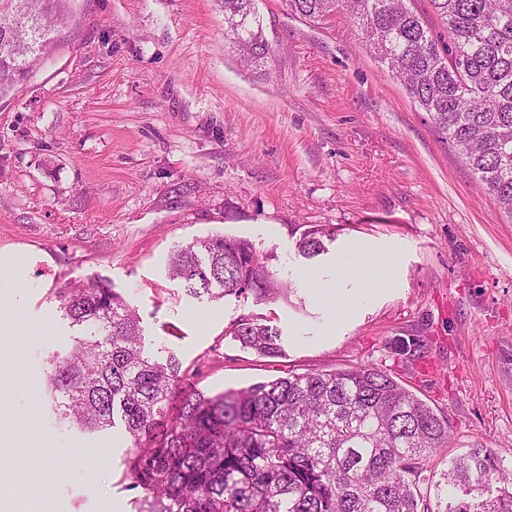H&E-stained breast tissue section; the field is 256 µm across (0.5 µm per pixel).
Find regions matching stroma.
Masks as SVG:
<instances>
[{"label": "stroma", "instance_id": "stroma-1", "mask_svg": "<svg viewBox=\"0 0 512 512\" xmlns=\"http://www.w3.org/2000/svg\"><path fill=\"white\" fill-rule=\"evenodd\" d=\"M256 5L264 74L229 49L222 0H74L56 48L0 100V254L27 274L0 282L12 512H134L122 422L62 425L43 384L82 333L57 298L72 280L108 282L149 350L204 390L373 365L448 420L432 475L477 445L512 461V218L344 11ZM312 225L336 232L314 257L299 248ZM214 234L250 241L289 295H187L169 256ZM363 250L387 272L364 301L342 262ZM330 282L339 299L321 295ZM243 315L279 330V357L232 340Z\"/></svg>", "mask_w": 512, "mask_h": 512}]
</instances>
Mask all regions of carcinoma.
Returning a JSON list of instances; mask_svg holds the SVG:
<instances>
[{
    "label": "carcinoma",
    "mask_w": 512,
    "mask_h": 512,
    "mask_svg": "<svg viewBox=\"0 0 512 512\" xmlns=\"http://www.w3.org/2000/svg\"><path fill=\"white\" fill-rule=\"evenodd\" d=\"M439 42L405 0H288L322 20L342 8L388 73L403 82L442 139L512 217V0H429ZM70 16L69 0H0V98L34 72ZM224 33L245 67L273 50L254 0H224ZM311 226L299 248L324 250ZM169 274L196 297L288 295L253 244L224 235L173 251ZM83 328L49 360L45 383L61 419L85 432L120 414L136 512H512L503 461L472 448L435 483L425 461L448 442V421L376 366L290 374L211 394L186 382L173 354L146 350L140 319L102 280L57 292ZM241 348L274 358L280 334L250 316L231 324ZM436 495L444 509L432 508Z\"/></svg>",
    "instance_id": "carcinoma-1"
}]
</instances>
